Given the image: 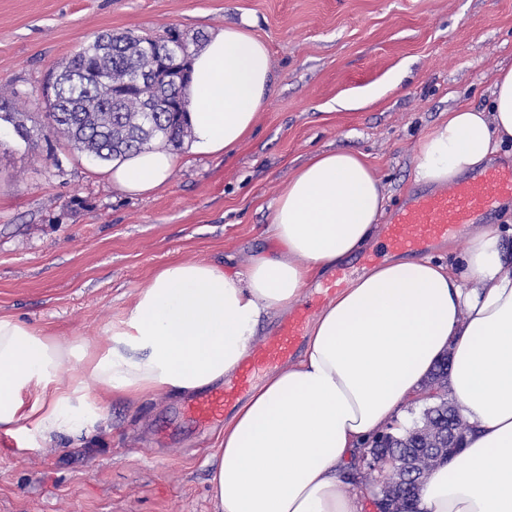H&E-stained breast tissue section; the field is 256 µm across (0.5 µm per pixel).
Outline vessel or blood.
Returning <instances> with one entry per match:
<instances>
[{
    "label": "vessel or blood",
    "instance_id": "b4317fda",
    "mask_svg": "<svg viewBox=\"0 0 512 512\" xmlns=\"http://www.w3.org/2000/svg\"><path fill=\"white\" fill-rule=\"evenodd\" d=\"M509 199H512L511 162L489 165L439 193H416L406 205L392 212L389 224L384 227V248L390 252L426 255L435 243L458 235L474 223L477 215H492L500 201ZM313 310L312 302L300 303L271 335L251 348L243 371L232 383L192 399L185 407L186 415L204 424L222 416L225 408L236 404L249 388L257 370L274 368L297 352Z\"/></svg>",
    "mask_w": 512,
    "mask_h": 512
}]
</instances>
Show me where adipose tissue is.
<instances>
[{
    "mask_svg": "<svg viewBox=\"0 0 512 512\" xmlns=\"http://www.w3.org/2000/svg\"><path fill=\"white\" fill-rule=\"evenodd\" d=\"M272 82L262 41L240 27L213 33L191 62V153L238 145ZM505 143L512 68L496 71L490 111L459 104L424 135L414 180L446 187ZM179 162L170 148L153 146L104 175L123 193L147 196ZM385 211L363 153L322 152L278 195L266 227L272 247L246 272L189 260L160 267L108 324L104 347L1 315L0 428L78 436L102 421L104 397L189 394L224 381L263 317L288 312L315 276L372 240ZM510 235V227L479 229L457 264L394 257L343 288L314 320L300 358L267 375L225 422L211 456L216 512H362L366 490L346 485V466L420 397L445 356L448 390L471 430L463 453L422 486L417 512H512Z\"/></svg>",
    "mask_w": 512,
    "mask_h": 512,
    "instance_id": "1",
    "label": "adipose tissue"
}]
</instances>
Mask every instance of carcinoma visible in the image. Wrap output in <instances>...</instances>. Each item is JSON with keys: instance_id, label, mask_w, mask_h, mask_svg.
<instances>
[{"instance_id": "carcinoma-1", "label": "carcinoma", "mask_w": 512, "mask_h": 512, "mask_svg": "<svg viewBox=\"0 0 512 512\" xmlns=\"http://www.w3.org/2000/svg\"><path fill=\"white\" fill-rule=\"evenodd\" d=\"M175 27L164 31L177 49L180 64L160 67L153 76L145 71L154 66L152 48L144 36L133 30L114 36L98 34L80 44L57 72L51 73L43 90L47 98V124L27 125L16 107L19 93L0 87V122L12 126L15 135L27 144L61 135L79 153L99 162L122 159L156 142L178 147L191 134L186 121L189 96L173 105L178 87L189 83L188 59L198 36L181 39ZM448 362L439 360L429 381L436 385L437 402L424 409L420 422L394 434L388 445L405 451H419L416 468L428 478L439 455L422 452L436 430L448 428Z\"/></svg>"}]
</instances>
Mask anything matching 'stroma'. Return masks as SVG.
<instances>
[{
  "label": "stroma",
  "instance_id": "stroma-1",
  "mask_svg": "<svg viewBox=\"0 0 512 512\" xmlns=\"http://www.w3.org/2000/svg\"><path fill=\"white\" fill-rule=\"evenodd\" d=\"M170 26H237L267 45L274 89L253 130L132 197L64 139L28 145L0 124V315L104 346L159 267L244 268L270 248L271 205L321 151L364 153L394 210L422 190L423 136L459 103L486 108L495 71L512 67V0H0V85L43 124L42 86L84 40ZM368 89L381 97L343 108ZM186 402L113 398L102 423L49 446L0 429V512H215L208 458L224 422L195 423Z\"/></svg>",
  "mask_w": 512,
  "mask_h": 512
}]
</instances>
